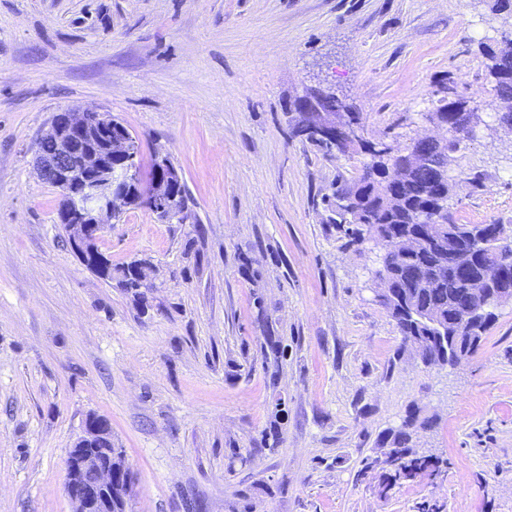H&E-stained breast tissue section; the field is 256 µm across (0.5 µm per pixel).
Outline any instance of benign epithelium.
<instances>
[{
    "label": "benign epithelium",
    "mask_w": 512,
    "mask_h": 512,
    "mask_svg": "<svg viewBox=\"0 0 512 512\" xmlns=\"http://www.w3.org/2000/svg\"><path fill=\"white\" fill-rule=\"evenodd\" d=\"M316 93L315 89H307L299 96L294 112L298 130L323 141L340 155L363 145L360 123L354 114L322 110L317 105ZM427 118L438 129L457 127L469 135L480 123L479 113L464 100L451 108L439 104ZM420 140L435 147L438 162H433L428 152L415 148L413 141L402 152L394 151L384 142L374 144L368 149L371 162L390 183L405 181L415 171L428 167L436 168L441 180H448V136H422ZM135 142L128 130L114 128L111 116L95 111L57 113L38 141L40 146H54L49 155L36 152V167L44 180L61 190L63 201L57 223L64 227L71 249L92 258L100 267L106 265V260L96 248L97 239L116 212L128 207L134 197L149 205L162 223L172 224L184 214L177 193L183 185L178 169L161 158L153 183H143ZM345 203L355 209L358 222L369 230V241L380 251L379 267L375 270V279L381 286L377 298L393 295L391 261L415 250L418 239L395 235L384 225L367 223L366 203L355 193L348 195ZM413 223L446 224L448 231H453V225L448 223V196L434 193L432 206L416 212ZM496 238V258L492 261H481L488 247L485 235L466 241L460 249L447 254V264L454 267L481 263L477 273L468 275L469 300L459 309L455 321L458 332L512 304V290L499 286L506 270L512 267V233L498 232ZM130 487L131 474L123 453L113 447L110 424L100 416H88L66 460L64 490L72 512H126Z\"/></svg>",
    "instance_id": "1"
}]
</instances>
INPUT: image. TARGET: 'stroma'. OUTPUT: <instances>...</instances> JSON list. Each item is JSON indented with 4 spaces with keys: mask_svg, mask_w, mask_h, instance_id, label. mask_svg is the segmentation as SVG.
I'll return each mask as SVG.
<instances>
[{
    "mask_svg": "<svg viewBox=\"0 0 512 512\" xmlns=\"http://www.w3.org/2000/svg\"><path fill=\"white\" fill-rule=\"evenodd\" d=\"M493 0H0V512H72L65 463L107 418L128 512H512V305L456 366L425 365L332 217L368 160L294 136L308 88L364 139L430 132L445 87L483 120L448 170L459 223L512 224V132L479 52ZM112 115L171 159L183 224L105 228L143 298L87 269L34 167L56 113ZM438 474L382 492L393 434Z\"/></svg>",
    "mask_w": 512,
    "mask_h": 512,
    "instance_id": "1",
    "label": "stroma"
}]
</instances>
